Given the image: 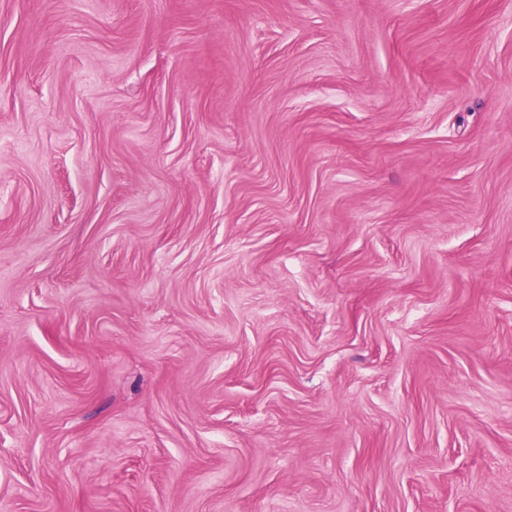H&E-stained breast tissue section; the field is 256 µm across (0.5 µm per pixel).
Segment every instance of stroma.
I'll list each match as a JSON object with an SVG mask.
<instances>
[{
    "label": "stroma",
    "mask_w": 512,
    "mask_h": 512,
    "mask_svg": "<svg viewBox=\"0 0 512 512\" xmlns=\"http://www.w3.org/2000/svg\"><path fill=\"white\" fill-rule=\"evenodd\" d=\"M0 512H512V0H0Z\"/></svg>",
    "instance_id": "35a3bbf8"
}]
</instances>
